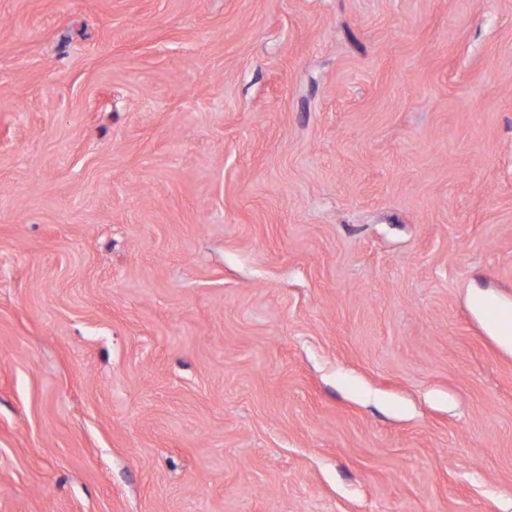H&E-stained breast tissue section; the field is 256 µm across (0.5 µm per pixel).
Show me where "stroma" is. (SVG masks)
<instances>
[{
	"label": "stroma",
	"instance_id": "35a3bbf8",
	"mask_svg": "<svg viewBox=\"0 0 512 512\" xmlns=\"http://www.w3.org/2000/svg\"><path fill=\"white\" fill-rule=\"evenodd\" d=\"M512 0H0V512H512Z\"/></svg>",
	"mask_w": 512,
	"mask_h": 512
}]
</instances>
